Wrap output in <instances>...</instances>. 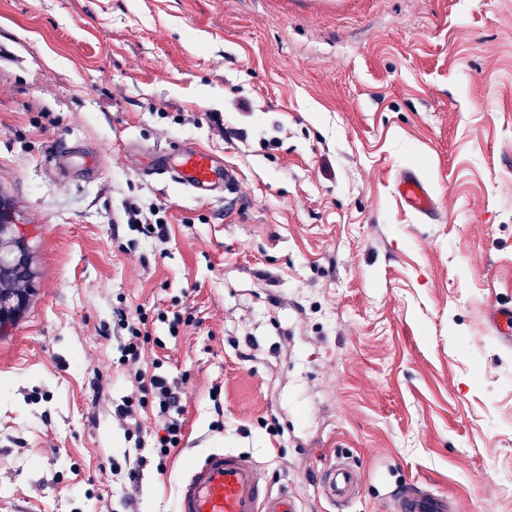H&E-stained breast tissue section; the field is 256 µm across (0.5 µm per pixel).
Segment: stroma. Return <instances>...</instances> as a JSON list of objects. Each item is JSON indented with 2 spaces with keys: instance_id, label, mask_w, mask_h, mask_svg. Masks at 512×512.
<instances>
[{
  "instance_id": "1",
  "label": "stroma",
  "mask_w": 512,
  "mask_h": 512,
  "mask_svg": "<svg viewBox=\"0 0 512 512\" xmlns=\"http://www.w3.org/2000/svg\"><path fill=\"white\" fill-rule=\"evenodd\" d=\"M185 141L235 171L223 200L143 172ZM61 143L104 169L57 173ZM409 170L436 219L401 204ZM0 187L40 268L0 331V512H175L213 448L301 512H337L336 461L348 512L411 483L512 512V347L483 323L512 302V0H0ZM122 311L183 392L130 504ZM165 213L166 208L161 204L149 208L148 214L143 213L142 209L137 206H129L127 208V222L134 225L140 223L139 227L143 232L164 241L168 237V222ZM360 471L348 463H335L324 474L322 493L331 502L353 499L360 484Z\"/></svg>"
}]
</instances>
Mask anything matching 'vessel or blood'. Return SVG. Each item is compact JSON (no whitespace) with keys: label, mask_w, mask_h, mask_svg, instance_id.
I'll return each instance as SVG.
<instances>
[{"label":"vessel or blood","mask_w":512,"mask_h":512,"mask_svg":"<svg viewBox=\"0 0 512 512\" xmlns=\"http://www.w3.org/2000/svg\"><path fill=\"white\" fill-rule=\"evenodd\" d=\"M148 175L180 185L198 199L220 197L234 179L221 157L197 144L187 143L176 152H156L145 168ZM397 192L415 212L433 216L437 210L427 184L415 172H405ZM490 329L502 339L512 338V303L493 302L487 310ZM360 472L348 463L332 465L324 474L322 493L331 502L353 499ZM386 512H452L447 495L423 485L391 492ZM176 512H299L285 493H272L260 465L249 455L215 449L193 462L178 486Z\"/></svg>","instance_id":"vessel-or-blood-1"}]
</instances>
